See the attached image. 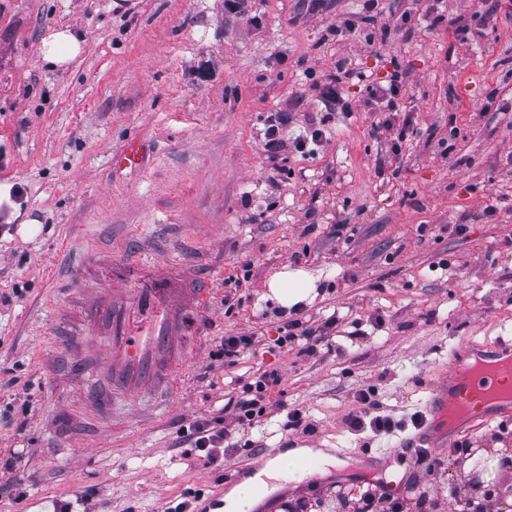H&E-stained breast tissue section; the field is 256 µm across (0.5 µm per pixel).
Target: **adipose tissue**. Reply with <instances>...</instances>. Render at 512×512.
I'll return each mask as SVG.
<instances>
[{"mask_svg":"<svg viewBox=\"0 0 512 512\" xmlns=\"http://www.w3.org/2000/svg\"><path fill=\"white\" fill-rule=\"evenodd\" d=\"M82 49L80 40L67 28H59L42 41L40 52L52 67H65ZM313 460L320 467L335 464V457L325 448H293L269 459L254 477L233 487L224 496V512H251L264 496L271 482H287L305 477L304 464Z\"/></svg>","mask_w":512,"mask_h":512,"instance_id":"1","label":"adipose tissue"}]
</instances>
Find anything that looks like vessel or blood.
<instances>
[{
  "label": "vessel or blood",
  "instance_id": "1",
  "mask_svg": "<svg viewBox=\"0 0 512 512\" xmlns=\"http://www.w3.org/2000/svg\"><path fill=\"white\" fill-rule=\"evenodd\" d=\"M146 151L144 142L128 140L111 164L138 168ZM204 262L200 256L195 265ZM195 265L177 248L156 259L143 243L128 261L133 275L124 281L91 289L83 285L82 269L70 272L75 311L63 319L60 356L75 366L68 379L79 382L98 408L109 407L95 390L99 384L129 400L156 394L188 358L186 337L203 336L214 283L198 278ZM475 361L480 369L472 375L460 370L457 357L449 358L447 372L431 387L413 445H452L460 429L449 426L448 410L459 404L469 424L512 417V344L496 340L479 348Z\"/></svg>",
  "mask_w": 512,
  "mask_h": 512
}]
</instances>
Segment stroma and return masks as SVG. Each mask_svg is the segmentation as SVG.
Returning <instances> with one entry per match:
<instances>
[{
	"label": "stroma",
	"mask_w": 512,
	"mask_h": 512,
	"mask_svg": "<svg viewBox=\"0 0 512 512\" xmlns=\"http://www.w3.org/2000/svg\"><path fill=\"white\" fill-rule=\"evenodd\" d=\"M384 34L344 29L362 0H249L240 17L224 0H0V512H165L181 502L222 503L227 466L274 448H334L344 464L273 491L254 512H357L368 457L387 456L386 480H406L448 512V492L500 493L512 512V420L465 431L438 448L434 471L395 449L424 410L428 382L466 342L512 336V7L440 0H378ZM67 28L81 54L52 68L43 37ZM369 75L345 80L350 112L323 105L309 70L338 62ZM405 75L400 109H368V83ZM308 117L326 139L312 153L268 163L267 118ZM406 128L393 155L375 135L384 120ZM149 151L134 172L111 157L130 138ZM464 232H457V225ZM157 253L189 238L208 253L202 276L224 324L189 360L163 406L121 401L118 428L78 407L69 439L49 422L63 364L42 361L55 342L52 307L72 265L95 272L98 252ZM250 264V278L241 267ZM311 275L314 298L282 308L268 294L281 270ZM336 324L313 356L273 349L282 316ZM257 336L254 352L225 365L223 338ZM280 372L267 415L245 432L256 451L223 466L180 444L181 427L217 417L228 398L266 369ZM372 387L388 435L350 432L359 389ZM302 409L314 433L283 431ZM92 500H84L87 489Z\"/></svg>",
	"instance_id": "obj_1"
}]
</instances>
